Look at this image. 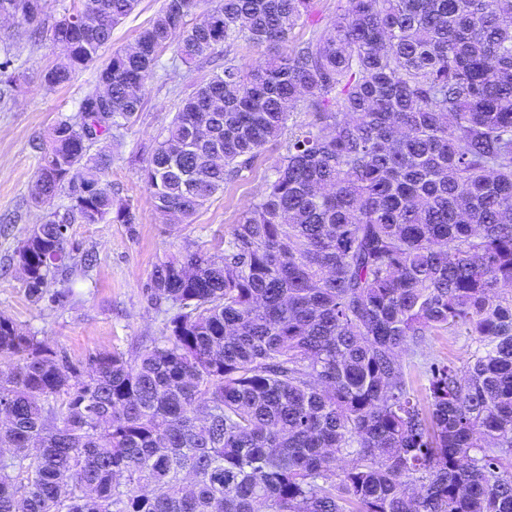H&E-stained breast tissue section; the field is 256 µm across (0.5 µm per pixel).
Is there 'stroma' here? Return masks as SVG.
Listing matches in <instances>:
<instances>
[{
	"mask_svg": "<svg viewBox=\"0 0 512 512\" xmlns=\"http://www.w3.org/2000/svg\"><path fill=\"white\" fill-rule=\"evenodd\" d=\"M164 3L140 0L132 15L113 29L112 41L101 49V58L132 44ZM80 5V0H47L34 32L20 25L0 27V48L9 49L21 74L14 96L0 101V316L12 319L23 332L35 334L75 362L98 351L125 352L139 340L162 336L165 316L145 290L153 268L189 243L216 254L223 252L225 237L262 191L288 145L284 138L268 144L252 169L225 185L191 223L163 219L137 175L138 159L163 135L181 100L207 82L216 69L207 60L173 64L172 50H165L145 84L142 108L124 130L120 144L113 146L112 166L103 176L128 200L135 223L69 225L67 235L75 246L69 261L72 293L61 305L32 302L12 256L24 233L44 215L31 201L39 165L36 146L47 139L57 119L76 114L80 99L96 85L98 68L94 65L54 91L41 84L43 71L61 54L51 27L64 11ZM85 251L96 256L88 268L80 263ZM473 349L468 337L440 331L428 336L422 349L403 353L402 358L411 366L414 388L421 391L427 385V364L451 360L460 365Z\"/></svg>",
	"mask_w": 512,
	"mask_h": 512,
	"instance_id": "35a3bbf8",
	"label": "stroma"
}]
</instances>
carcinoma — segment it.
I'll return each mask as SVG.
<instances>
[{
    "mask_svg": "<svg viewBox=\"0 0 512 512\" xmlns=\"http://www.w3.org/2000/svg\"><path fill=\"white\" fill-rule=\"evenodd\" d=\"M85 2L92 24L52 27L68 49L48 91L138 5ZM6 3L26 25L46 8ZM203 4L165 0L99 70L108 94L51 128L32 201L71 204L15 250L31 301L70 294L51 289L68 225L135 223L102 176L164 49L186 65L238 38L268 50L225 59L143 159L167 220L250 169L291 114L311 120L222 254L188 244L154 268L149 299L176 309L162 336L75 363L0 317V512H512V0H347L326 20L315 0ZM439 331L476 348L430 365L422 398L401 354Z\"/></svg>",
    "mask_w": 512,
    "mask_h": 512,
    "instance_id": "carcinoma-1",
    "label": "carcinoma"
}]
</instances>
